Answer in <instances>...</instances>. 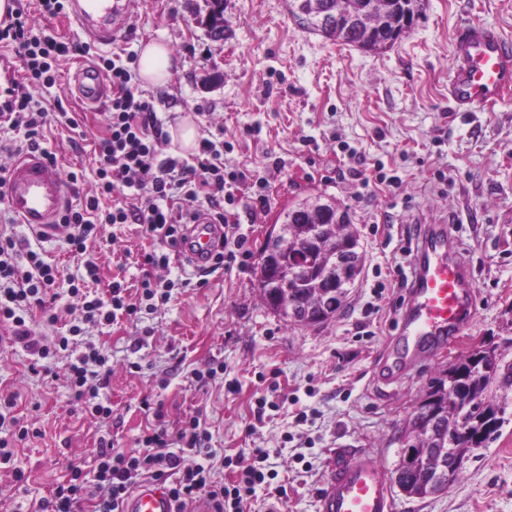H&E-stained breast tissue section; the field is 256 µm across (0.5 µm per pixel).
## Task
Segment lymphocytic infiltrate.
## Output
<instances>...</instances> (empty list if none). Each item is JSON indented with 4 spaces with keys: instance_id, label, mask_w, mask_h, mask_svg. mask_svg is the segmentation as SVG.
I'll return each mask as SVG.
<instances>
[{
    "instance_id": "obj_1",
    "label": "lymphocytic infiltrate",
    "mask_w": 512,
    "mask_h": 512,
    "mask_svg": "<svg viewBox=\"0 0 512 512\" xmlns=\"http://www.w3.org/2000/svg\"><path fill=\"white\" fill-rule=\"evenodd\" d=\"M2 40L12 44L29 82L45 89L55 86L57 62L68 51L64 42L34 33L19 12L0 28ZM104 71L112 83V110L107 115V134L98 142L95 191L69 206L60 221L69 229L67 242L72 252L85 257L84 268L90 278L96 277L97 266L86 257L88 243L97 237L101 225L135 223L145 235L163 243V250L143 256L151 272L141 280L138 298H131L127 285L118 280L112 281L105 296L93 299L78 279L66 280L65 293L82 302V322L72 325L68 335L58 337L54 345H47L36 332L33 314L38 311L47 321L55 320L61 274L24 240L0 232V324L10 327L11 343L30 356L31 370L50 371L52 359L58 352H66V385L80 409L99 419L112 415L106 396L112 370L108 357L95 344L81 345L77 338L83 333V324L111 325L120 318L133 319L141 309L154 311L170 303L174 288L188 287V280L152 275L153 270L169 269L171 252L186 243L187 226L199 217L198 211L170 206L174 192H182L192 202L205 197L211 220L223 225L224 237L213 267L230 270L251 257L245 237L234 232L231 211L218 198L228 182L238 181V173L225 172L220 151L207 139L201 140L198 148V167L161 156L153 136L158 118L149 102L132 92L127 62L112 58ZM200 169L206 174L201 181L195 178ZM115 191L122 194V201L114 203L111 210H101V199ZM17 400V393L0 394V462L4 464L11 462L15 444L29 435L27 425L15 413ZM210 438L205 423L193 416L172 428L151 429L142 436L143 449L137 453L116 450L111 440L101 439L91 468L71 467L68 479L40 501L39 512H84L89 502L94 512H120L126 495L145 478L170 481L169 493L177 512H188L189 506L200 500L205 501L207 512H243L245 497L265 482L266 475L252 467L233 484L212 485V465L201 454Z\"/></svg>"
}]
</instances>
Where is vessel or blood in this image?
Returning <instances> with one entry per match:
<instances>
[{
  "label": "vessel or blood",
  "mask_w": 512,
  "mask_h": 512,
  "mask_svg": "<svg viewBox=\"0 0 512 512\" xmlns=\"http://www.w3.org/2000/svg\"><path fill=\"white\" fill-rule=\"evenodd\" d=\"M131 0H71L72 21L103 45L122 30ZM454 62L448 77V103L455 112L488 107L512 96V40L495 29L469 24L454 35ZM73 90L89 105L100 104L110 87L99 69L79 66ZM14 66L0 59V112L14 100ZM8 209L19 223L41 238L59 231L57 220L68 203V190L58 164L33 151L18 159L0 186ZM220 233L218 225L198 220L190 227L182 252L203 267ZM476 292L467 266L457 257V243L448 234L428 231L417 245L414 285L395 329L381 371L392 379L417 358L444 349L473 318ZM387 469L365 454L338 462L319 496V512H394ZM122 512H176L167 489L147 483L125 500Z\"/></svg>",
  "instance_id": "b4317fda"
}]
</instances>
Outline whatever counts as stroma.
Returning a JSON list of instances; mask_svg holds the SVG:
<instances>
[{
    "label": "stroma",
    "instance_id": "stroma-1",
    "mask_svg": "<svg viewBox=\"0 0 512 512\" xmlns=\"http://www.w3.org/2000/svg\"><path fill=\"white\" fill-rule=\"evenodd\" d=\"M289 0H224V37L210 36L207 0H134L121 37L101 47L67 14L49 18L37 0L17 7L39 29L70 46L53 88H32L49 112L42 149L56 155L70 198L92 189L97 139L105 110L84 108L68 92L78 62L101 64L167 43L176 62L169 84L136 95L157 114L163 155L194 162L171 132L192 116L221 151L233 184L234 221L253 254L242 268L193 274L173 260L171 278L190 279L177 297L138 320L86 326L84 338L108 356L112 415L91 420L77 411L64 385L65 357L55 377L29 371L20 350L0 351V390L20 392L17 411L34 433L0 465V512H35L40 499L68 476L69 463L89 464L100 437L137 451L148 424L142 398L162 406L167 424L200 413L212 433L215 484L232 468L253 465L266 449L271 484L247 498L244 512H317V499L336 454L352 449L394 470L401 428L430 380L475 348L495 350L512 366V99L477 112L448 106V74L456 29L481 24L512 37V0H425L423 13L390 49L374 53L307 31ZM398 176L392 188L370 185L376 168ZM267 181L265 201L253 182ZM322 196L347 211L365 250L360 278L336 316L324 323H287L264 305L254 270L268 225L294 202ZM429 224L444 229L473 273L476 315L456 341L422 359L391 386L374 384L378 361L402 312L400 246L407 232ZM28 239L63 277L84 276L81 257L65 235L43 239L0 205V229ZM155 240L139 225H103L88 251L99 266L89 292L112 279L136 289L141 260ZM205 287H198V280ZM386 291L375 298L373 287ZM218 368L215 379L191 380L192 370ZM267 397L268 407L256 400ZM507 407L497 437L468 455L447 491L425 499L395 493V512H512V387L491 388ZM25 476L17 492L15 470Z\"/></svg>",
    "mask_w": 512,
    "mask_h": 512
}]
</instances>
